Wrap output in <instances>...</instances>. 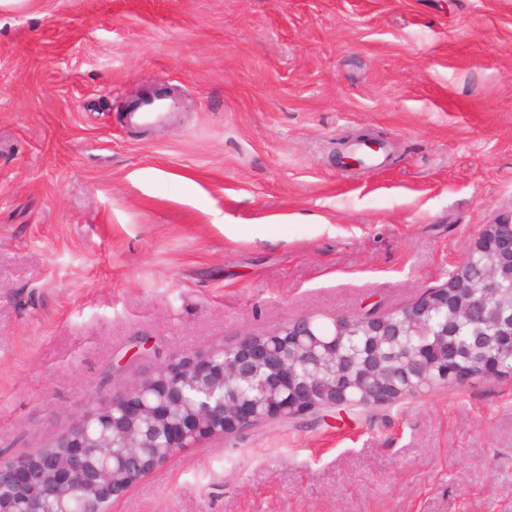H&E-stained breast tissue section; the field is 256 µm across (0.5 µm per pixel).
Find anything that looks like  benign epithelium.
I'll use <instances>...</instances> for the list:
<instances>
[{"label": "benign epithelium", "mask_w": 512, "mask_h": 512, "mask_svg": "<svg viewBox=\"0 0 512 512\" xmlns=\"http://www.w3.org/2000/svg\"><path fill=\"white\" fill-rule=\"evenodd\" d=\"M504 268H512V211L483 225L445 284L402 309L413 326L419 323L416 312H446L450 303L465 321L479 313L476 329L462 343L482 354L478 373L448 361V337L456 330L446 323L441 347L399 357L396 351L409 332L391 327L387 311L335 318L328 331L316 329L309 316L289 320L266 336L240 335L234 344L220 347L219 359L213 348L167 359L144 382L99 403L61 435L54 447L65 449L63 462L47 453L1 459L0 512H44V490L59 496L57 512H71L75 500L82 512H100L101 500L123 498L177 452L261 423L348 408L350 386L364 391L367 406L380 407L398 401L439 367L444 384L499 378L512 356V302L498 300ZM358 328L375 342L349 345ZM188 386L218 401L190 409L184 403ZM110 472L126 476L116 490L103 483Z\"/></svg>", "instance_id": "benign-epithelium-1"}]
</instances>
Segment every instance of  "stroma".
Wrapping results in <instances>:
<instances>
[{"mask_svg": "<svg viewBox=\"0 0 512 512\" xmlns=\"http://www.w3.org/2000/svg\"><path fill=\"white\" fill-rule=\"evenodd\" d=\"M509 208L512 0H0V459L175 354L404 308ZM109 512H512V376L209 439Z\"/></svg>", "mask_w": 512, "mask_h": 512, "instance_id": "stroma-1", "label": "stroma"}]
</instances>
